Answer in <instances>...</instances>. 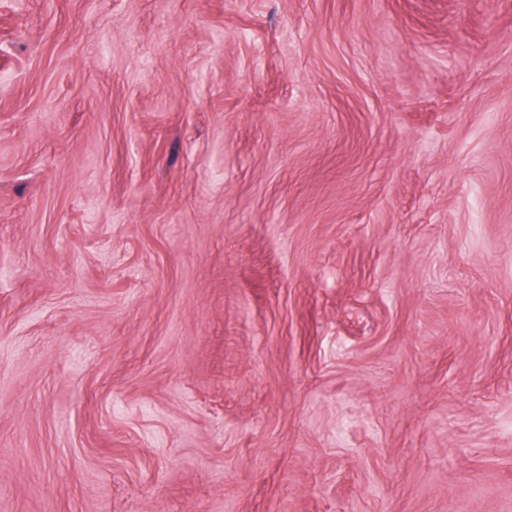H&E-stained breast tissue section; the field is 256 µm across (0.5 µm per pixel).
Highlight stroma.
<instances>
[{
    "label": "stroma",
    "instance_id": "stroma-1",
    "mask_svg": "<svg viewBox=\"0 0 512 512\" xmlns=\"http://www.w3.org/2000/svg\"><path fill=\"white\" fill-rule=\"evenodd\" d=\"M0 512H512V0H0Z\"/></svg>",
    "mask_w": 512,
    "mask_h": 512
}]
</instances>
